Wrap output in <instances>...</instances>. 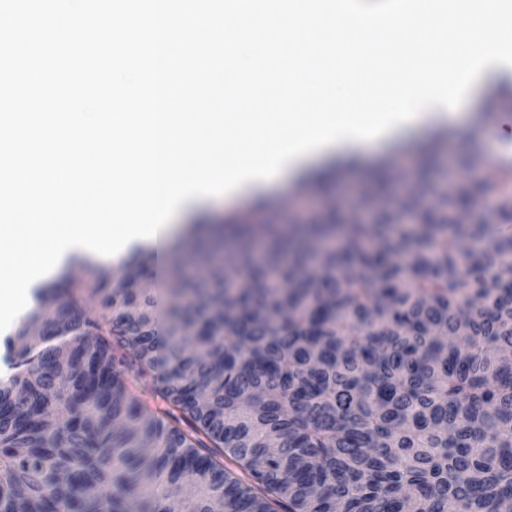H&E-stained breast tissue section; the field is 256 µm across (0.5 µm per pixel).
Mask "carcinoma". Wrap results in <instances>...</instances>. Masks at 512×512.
<instances>
[{"mask_svg":"<svg viewBox=\"0 0 512 512\" xmlns=\"http://www.w3.org/2000/svg\"><path fill=\"white\" fill-rule=\"evenodd\" d=\"M485 180L395 214L309 225L310 244L241 245L170 306L165 374L155 303L133 271L83 259L40 287L0 383V512H512V171L502 221L460 229ZM96 298L87 308L85 293ZM162 404L156 405L155 399Z\"/></svg>","mask_w":512,"mask_h":512,"instance_id":"1","label":"carcinoma"}]
</instances>
